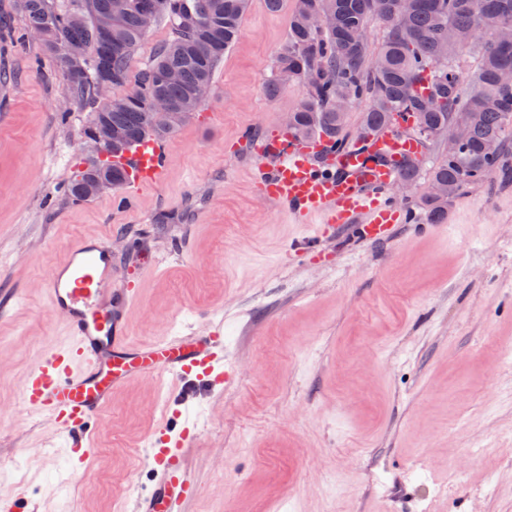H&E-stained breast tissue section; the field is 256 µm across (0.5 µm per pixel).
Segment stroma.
Masks as SVG:
<instances>
[{"label":"stroma","instance_id":"obj_1","mask_svg":"<svg viewBox=\"0 0 512 512\" xmlns=\"http://www.w3.org/2000/svg\"><path fill=\"white\" fill-rule=\"evenodd\" d=\"M295 0H249L195 119L166 139L167 176L122 207L67 183L87 108L69 93L16 0H0V500L21 512H114L149 486L155 427L175 379L119 388L81 464L21 379L67 333L36 283L85 236L115 237L122 279L152 255L129 343L230 327L245 371L178 409L196 422L193 512H512V182L468 185L440 227L384 241L354 228L312 263L303 229L258 190V146L302 97L263 91ZM45 445L41 457L30 448Z\"/></svg>","mask_w":512,"mask_h":512}]
</instances>
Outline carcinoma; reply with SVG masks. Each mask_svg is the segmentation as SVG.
<instances>
[{
  "label": "carcinoma",
  "mask_w": 512,
  "mask_h": 512,
  "mask_svg": "<svg viewBox=\"0 0 512 512\" xmlns=\"http://www.w3.org/2000/svg\"><path fill=\"white\" fill-rule=\"evenodd\" d=\"M17 6L27 32L43 35L41 44L74 99L91 105L84 137L106 126L120 131L115 156L146 138H168L184 113L202 107L195 91L212 85L216 66L239 35L247 0H17ZM152 6L154 22L167 21L173 38L134 73L132 56L150 32L143 11ZM105 13L112 14L108 31L98 24ZM373 19L385 24L376 51L366 38ZM493 26L512 27V0H295L265 92L275 97L288 82H302L306 91L288 132L324 137L338 150L350 143L348 109L338 104L361 99L367 107L358 129L366 134L411 113L413 132L428 144L448 140V157L428 170L430 184L448 193L429 191L415 203L428 223L439 224L466 185L496 173L512 177L503 163L512 145V84L501 80L512 72V43L494 41ZM472 49L479 68L464 94L458 62ZM170 71L178 81L165 78ZM104 74L112 75V89L124 90L110 107L97 96ZM158 98L170 104V113L156 114ZM459 123L468 128L463 140L453 137ZM107 182L120 188L126 174L90 163L76 170L67 191L86 200Z\"/></svg>",
  "instance_id": "carcinoma-1"
}]
</instances>
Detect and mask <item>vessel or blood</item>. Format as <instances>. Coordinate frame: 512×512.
<instances>
[{
  "label": "vessel or blood",
  "instance_id": "obj_1",
  "mask_svg": "<svg viewBox=\"0 0 512 512\" xmlns=\"http://www.w3.org/2000/svg\"><path fill=\"white\" fill-rule=\"evenodd\" d=\"M420 151L417 140L384 130L328 154L321 168L312 146L271 135L259 149L258 186L299 224L313 227V235L294 242L299 253L314 254L347 224L357 225L366 239L382 241L398 219L391 193L401 164ZM112 163L129 174L123 201L130 206L139 190L164 180L166 147L149 138ZM114 254V240L81 238L42 283L68 340L40 356L24 375L22 403L30 412L48 415L72 448L84 447L96 417L125 383L169 373L183 387L213 388L225 378L219 326H207L200 336H168L144 349L127 348L126 319L136 295L131 286H119ZM195 436L189 422L159 425L147 456L153 485L149 493L135 494L132 512H193L200 490L189 457Z\"/></svg>",
  "mask_w": 512,
  "mask_h": 512
}]
</instances>
